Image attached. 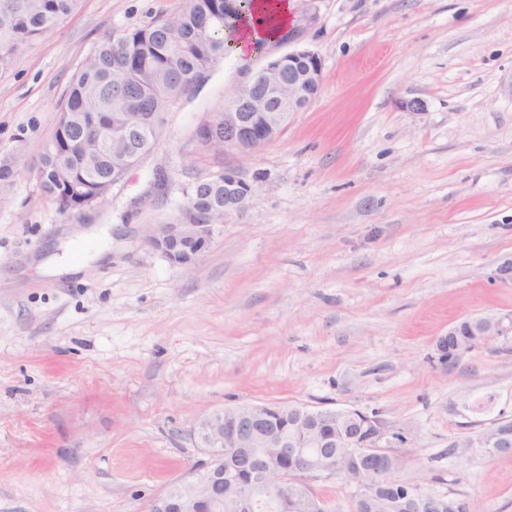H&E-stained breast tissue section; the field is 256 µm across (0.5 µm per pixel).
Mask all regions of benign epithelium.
<instances>
[{"instance_id":"1","label":"benign epithelium","mask_w":512,"mask_h":512,"mask_svg":"<svg viewBox=\"0 0 512 512\" xmlns=\"http://www.w3.org/2000/svg\"><path fill=\"white\" fill-rule=\"evenodd\" d=\"M303 8L294 10V23L284 43L294 42L300 33L317 20L315 2L301 0ZM240 84L224 104V112H212L197 128V142L210 141L218 118L224 119V151L256 152L277 141L284 133L293 113L305 111L316 99L323 84V65L319 55L309 49L295 48L279 55L264 56V62L245 74ZM253 192V185L233 169L224 170V218L243 213ZM212 224H154L145 243L160 252L168 261L181 267L196 265L211 241ZM481 335L503 336L508 328L497 318H476ZM459 335L454 326L448 335L437 340L438 360L448 363V354L465 352L463 347H448V337ZM279 407L274 403L248 404L229 414L214 411L200 419L193 431L200 447L209 456L227 462L228 468H205V473L170 488L152 498L145 512H223L224 499L234 498L237 512H255L257 501L274 496L282 512H331L321 498L306 493L288 494V478L273 463L280 459L301 457L300 444L321 448L317 467L303 478H334L336 472L325 465L330 449L336 447V433L320 430L318 424L325 411L298 408L291 423L292 434L271 426L272 416ZM344 442L362 453V460L376 463L385 448L375 446L384 434L377 425L361 436L360 423L354 419L343 426ZM353 483L352 512H361L367 503L365 479L358 475L348 478ZM444 496L415 495L398 500V512H444Z\"/></svg>"}]
</instances>
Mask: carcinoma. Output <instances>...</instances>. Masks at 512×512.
<instances>
[{"instance_id": "cac0c4a2", "label": "carcinoma", "mask_w": 512, "mask_h": 512, "mask_svg": "<svg viewBox=\"0 0 512 512\" xmlns=\"http://www.w3.org/2000/svg\"><path fill=\"white\" fill-rule=\"evenodd\" d=\"M80 0H0V71L10 69L21 45L53 30ZM253 0H184L182 7L131 32L101 38L74 75L57 115L55 135L39 171L42 191L61 213L91 209L120 176L126 147L147 152L164 113L230 55L224 31L235 32ZM125 112L140 114L139 126L119 133ZM21 171L0 159V198L12 191ZM187 203L178 223L208 211L221 223L224 174L183 189Z\"/></svg>"}]
</instances>
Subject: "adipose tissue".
<instances>
[{
	"label": "adipose tissue",
	"mask_w": 512,
	"mask_h": 512,
	"mask_svg": "<svg viewBox=\"0 0 512 512\" xmlns=\"http://www.w3.org/2000/svg\"><path fill=\"white\" fill-rule=\"evenodd\" d=\"M294 5L292 0H253L252 13L238 25L230 46L241 62L258 53L260 43H273L288 29Z\"/></svg>",
	"instance_id": "obj_1"
}]
</instances>
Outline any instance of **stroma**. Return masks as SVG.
<instances>
[{
    "label": "stroma",
    "instance_id": "obj_1",
    "mask_svg": "<svg viewBox=\"0 0 512 512\" xmlns=\"http://www.w3.org/2000/svg\"><path fill=\"white\" fill-rule=\"evenodd\" d=\"M181 5L81 0L0 71V158L22 171L0 198V512H143L205 461L202 417L267 402L376 414L397 478L512 512V453L451 452L512 419V333L435 357L455 323L512 315V0H318L300 43L322 90L278 141L200 153L196 127L262 62L229 57L100 205L60 213L38 175L72 74ZM227 168L253 195L194 267L145 245ZM87 224L111 225L110 254L93 239L77 272L41 267Z\"/></svg>",
    "mask_w": 512,
    "mask_h": 512
}]
</instances>
